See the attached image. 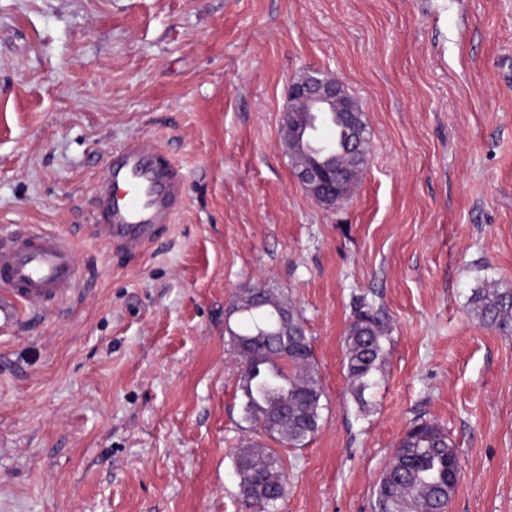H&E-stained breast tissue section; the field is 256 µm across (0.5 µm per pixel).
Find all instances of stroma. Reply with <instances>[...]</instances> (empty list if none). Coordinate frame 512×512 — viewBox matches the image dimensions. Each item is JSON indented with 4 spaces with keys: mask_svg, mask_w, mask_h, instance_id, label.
<instances>
[{
    "mask_svg": "<svg viewBox=\"0 0 512 512\" xmlns=\"http://www.w3.org/2000/svg\"><path fill=\"white\" fill-rule=\"evenodd\" d=\"M339 78L371 133L347 202L317 204L280 146L289 81ZM170 159L183 198L139 253L91 221L113 153ZM67 237L71 292L0 336V512H255L229 311L301 310L324 388L280 448L278 512H371L406 430L439 423L448 512H512V335L470 313L512 284V0H0V238ZM390 331L359 406L353 302Z\"/></svg>",
    "mask_w": 512,
    "mask_h": 512,
    "instance_id": "stroma-1",
    "label": "stroma"
}]
</instances>
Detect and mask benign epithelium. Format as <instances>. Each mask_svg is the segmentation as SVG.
Here are the masks:
<instances>
[{"label":"benign epithelium","mask_w":512,"mask_h":512,"mask_svg":"<svg viewBox=\"0 0 512 512\" xmlns=\"http://www.w3.org/2000/svg\"><path fill=\"white\" fill-rule=\"evenodd\" d=\"M359 107L347 94L345 85L317 70H308L292 79L286 91L282 120V146L294 150L302 161L299 185L309 196L326 206H336L348 199L343 194V174L336 169V154L323 160L308 131L315 112H357Z\"/></svg>","instance_id":"benign-epithelium-1"}]
</instances>
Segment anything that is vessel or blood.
Instances as JSON below:
<instances>
[{"instance_id": "vessel-or-blood-1", "label": "vessel or blood", "mask_w": 512, "mask_h": 512, "mask_svg": "<svg viewBox=\"0 0 512 512\" xmlns=\"http://www.w3.org/2000/svg\"><path fill=\"white\" fill-rule=\"evenodd\" d=\"M181 190L173 163L132 143L113 155L97 187L92 219L113 245L138 250L169 224ZM74 278L73 249L65 236L25 230L0 243V332L18 326L27 307L61 300Z\"/></svg>"}]
</instances>
